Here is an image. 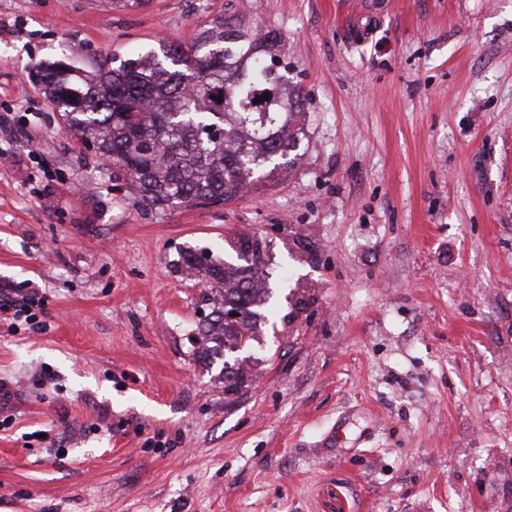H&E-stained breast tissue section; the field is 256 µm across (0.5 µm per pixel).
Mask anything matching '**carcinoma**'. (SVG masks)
Listing matches in <instances>:
<instances>
[{
  "label": "carcinoma",
  "mask_w": 512,
  "mask_h": 512,
  "mask_svg": "<svg viewBox=\"0 0 512 512\" xmlns=\"http://www.w3.org/2000/svg\"><path fill=\"white\" fill-rule=\"evenodd\" d=\"M211 41L200 55L194 93L187 91L184 51L172 45L91 77L60 63L42 78L67 127L132 176L143 206L164 211L197 199L231 202L254 174L277 170L294 147L298 113L273 75L275 63L242 68L252 42L243 29L227 28ZM265 93L269 99L254 103ZM261 265L255 259L206 266L219 298L213 300L217 317L200 332L203 341L221 336L231 349L252 346ZM232 306L237 320L224 318Z\"/></svg>",
  "instance_id": "cac0c4a2"
}]
</instances>
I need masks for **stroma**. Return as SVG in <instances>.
<instances>
[{
  "label": "stroma",
  "instance_id": "obj_1",
  "mask_svg": "<svg viewBox=\"0 0 512 512\" xmlns=\"http://www.w3.org/2000/svg\"><path fill=\"white\" fill-rule=\"evenodd\" d=\"M0 0V512H512V0ZM299 132L238 199L149 210L38 81L226 27ZM262 242L229 391L184 249ZM40 305L35 296L12 288L4 299H0V312L8 313L11 316L13 322L10 325L14 327L19 326L20 322L30 326L40 322L38 321L39 315L36 312V307Z\"/></svg>",
  "mask_w": 512,
  "mask_h": 512
}]
</instances>
